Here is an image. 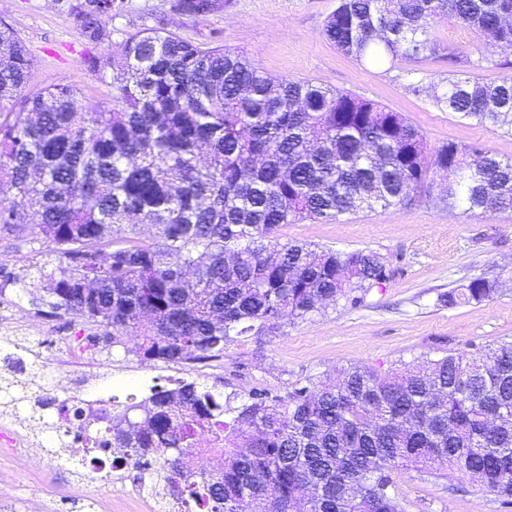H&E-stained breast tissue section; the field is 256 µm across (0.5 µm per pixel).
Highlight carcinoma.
Wrapping results in <instances>:
<instances>
[{
  "label": "carcinoma",
  "instance_id": "obj_1",
  "mask_svg": "<svg viewBox=\"0 0 512 512\" xmlns=\"http://www.w3.org/2000/svg\"><path fill=\"white\" fill-rule=\"evenodd\" d=\"M88 2L84 30L96 40L112 0ZM448 14L478 34L481 61L500 66L512 0H339L322 36L360 62L420 60L436 52L431 23ZM110 66L116 93L92 112L67 84L23 97L32 60L0 27V230L30 224L51 246L56 267H36L48 305L109 329L87 337L100 352L136 334L143 360L215 359L236 337L354 305L355 292L381 283L376 254L282 243L289 224L421 196L451 212L512 211L511 158L477 143L430 148L402 114L352 93L274 80L241 53L157 29L128 35ZM434 101L512 136V75L458 71ZM141 224L154 227L152 241ZM497 292L496 280L475 277L440 302L481 305ZM3 344L11 376L0 374V400L53 427L46 452L61 455L83 410L63 404L43 419L46 383L17 379L28 347ZM493 413L505 421L490 432ZM88 422L95 445L67 458L79 476L87 459L107 457L195 512H404L400 472L463 478L511 500L512 341L386 372L340 368L233 408L195 382L155 384L147 401L97 409ZM204 437L222 459L198 472Z\"/></svg>",
  "mask_w": 512,
  "mask_h": 512
}]
</instances>
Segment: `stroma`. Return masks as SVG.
<instances>
[{"label":"stroma","mask_w":512,"mask_h":512,"mask_svg":"<svg viewBox=\"0 0 512 512\" xmlns=\"http://www.w3.org/2000/svg\"><path fill=\"white\" fill-rule=\"evenodd\" d=\"M81 2L0 0V24L16 31L33 59L28 91L65 83L78 90L85 108H94L111 99L115 89L111 70H93L90 60L111 57L128 33L155 28L242 53L271 77L308 79L402 113L430 146L478 143L512 158V136L459 119L435 104L433 90L448 77L449 48L462 51L461 71L480 79L512 74L511 51L498 53V67H478L480 40L455 18H439L429 30L438 55L377 67L342 54L323 38L322 27L337 0H218L204 17L177 14L173 0H114L111 12L99 18L102 36L96 41L84 32L76 10ZM281 239L339 251L364 249L382 258L392 275L361 292L357 304L328 306L266 336L239 337L227 344L223 357L184 375L231 405H240L256 390L286 395L293 385L339 367L383 372L426 354L469 352L512 338V212L466 216L421 200L348 215L337 223L290 224ZM47 252V245L31 242L29 233H0V339L18 338L32 346L36 374L56 360L65 364L72 388L92 396L111 389L116 372L134 380L145 374L162 385L181 376L176 365L141 360L134 335L96 361L71 362L86 337L104 335L105 329L51 309L42 289L19 292V283L32 281L35 264L44 262ZM479 276L498 280L493 300L440 305L441 293ZM46 438L42 431L32 435L31 450L20 459L0 453V469L9 474L0 512H150L129 496L138 486L135 470L121 473L124 494L100 501L69 463L47 454ZM394 481L405 512H512V504L462 479L401 473Z\"/></svg>","instance_id":"1"}]
</instances>
